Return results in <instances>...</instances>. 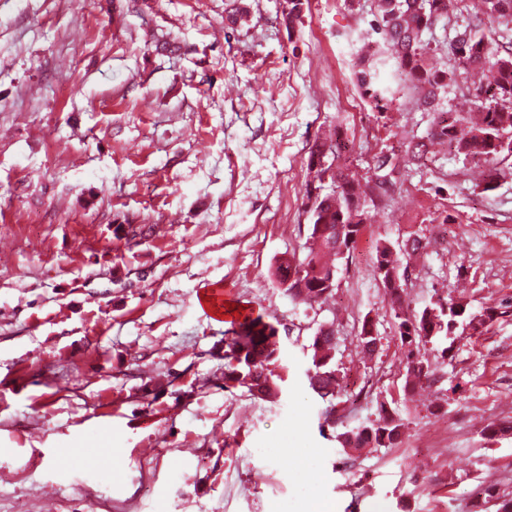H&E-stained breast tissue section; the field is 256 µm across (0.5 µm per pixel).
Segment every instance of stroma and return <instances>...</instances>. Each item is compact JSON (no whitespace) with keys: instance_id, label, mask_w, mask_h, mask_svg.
I'll return each mask as SVG.
<instances>
[{"instance_id":"35a3bbf8","label":"stroma","mask_w":512,"mask_h":512,"mask_svg":"<svg viewBox=\"0 0 512 512\" xmlns=\"http://www.w3.org/2000/svg\"><path fill=\"white\" fill-rule=\"evenodd\" d=\"M232 4L0 0V512H473L483 484L512 486V434H484L512 420V167L487 190L481 164L430 146L337 261L329 301L293 302L272 271L309 234V145L340 131L363 175L433 115L393 66L386 109L358 89L372 0H305L291 27L286 0H242L233 25ZM410 237L412 309L461 297L496 315L453 358L427 345L442 379L407 399L373 259ZM216 282L278 328V403L225 391L238 323L196 302ZM329 322L337 414L353 427L394 401V446L350 458L321 434L306 347Z\"/></svg>"}]
</instances>
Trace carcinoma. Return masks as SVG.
<instances>
[{
	"label": "carcinoma",
	"instance_id": "obj_1",
	"mask_svg": "<svg viewBox=\"0 0 512 512\" xmlns=\"http://www.w3.org/2000/svg\"><path fill=\"white\" fill-rule=\"evenodd\" d=\"M379 39L370 40L362 52V68L357 85L363 96L378 108L387 105V90L376 76V65L384 54L396 63L399 79L418 90L419 105L435 112L429 143L447 142L465 158H478L487 166L485 183L491 184L500 174L498 164L512 158V46L492 43L486 39L487 24H512V0H472L473 11L465 25L454 29L448 41L453 64L440 70L430 63L428 45L423 35L439 23L450 20L453 0H374ZM472 71L488 73L486 82L468 89L480 109L479 118L471 121L462 112H441L438 108L440 90L454 85ZM339 132L319 137L308 148L307 166L312 179L305 188V213L309 236L303 257L283 258L273 271L279 285L295 302L309 307L324 304L336 288L335 261L356 243L369 213V204L381 202L389 194L397 164L388 155L376 158L372 174L362 182L349 168L348 157L341 156ZM427 143V144H429ZM418 143L415 149L427 147ZM374 267L381 279L392 310L401 346L405 348L403 365L408 394L418 387L437 382V367L425 357L427 344L456 335L464 326L477 330L495 315L488 307L474 313L468 304L440 299L421 311L409 309L394 247L383 243L376 248ZM379 339L361 325L358 335L360 353L371 355ZM337 347L334 324L316 329L308 345L311 366L309 387L325 403L320 428L336 424V397L343 388L344 376L336 369ZM281 367L278 329L263 317L247 316L237 330L224 342V390L243 388L250 396L276 402L280 397L278 369ZM403 419L394 411L381 408L379 418L366 425L349 428L334 435L343 449L351 452L384 446L383 434L400 439ZM475 512H512V492L496 485L481 488Z\"/></svg>",
	"mask_w": 512,
	"mask_h": 512
}]
</instances>
